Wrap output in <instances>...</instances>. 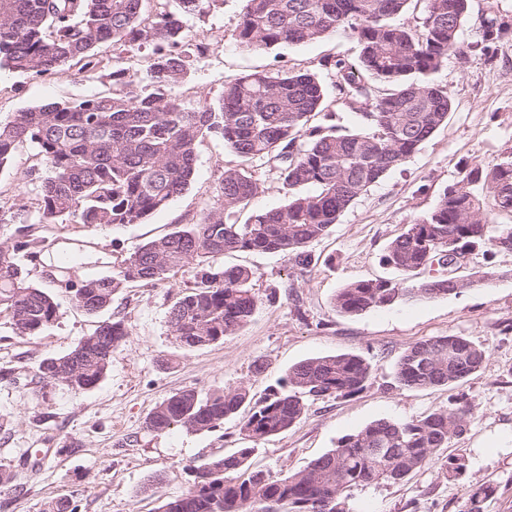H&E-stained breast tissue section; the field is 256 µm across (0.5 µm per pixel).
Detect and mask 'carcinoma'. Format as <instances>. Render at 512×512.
I'll return each mask as SVG.
<instances>
[{"instance_id": "carcinoma-1", "label": "carcinoma", "mask_w": 512, "mask_h": 512, "mask_svg": "<svg viewBox=\"0 0 512 512\" xmlns=\"http://www.w3.org/2000/svg\"><path fill=\"white\" fill-rule=\"evenodd\" d=\"M0 0V68L54 75L97 69L99 47L148 51L142 68L108 74L112 93L78 103L27 107L0 123V167L21 144L36 147L44 170L40 224H141L191 186L197 150L218 138L245 162L261 161L288 187L286 203L255 212L239 224L231 217L258 194L260 183L244 169L218 178L199 219L142 244L118 269L89 277L72 289L74 305L95 315L131 283L156 284L186 266L194 285L170 307L175 339L188 348L219 343L252 318L259 296L255 272L224 265L233 253H279L309 272V247L338 223L363 193L404 164L448 123L452 97L432 75L448 56L464 57L475 46L489 51L512 36V23L486 17L477 40L460 31L469 0H422L413 27L398 20L414 0H242L237 41L246 49L313 43L342 34L361 45L357 62H324L334 72L339 101L359 120L353 131L314 123L327 110V92L308 71L276 70L230 77L215 102L188 106L172 95L194 55L204 46L189 39L180 16H204L218 0ZM512 215V147L489 165L465 169L435 206L405 225L381 261L405 281L375 278L349 283L334 297L336 311L359 315L404 300H431L458 293L495 276L478 271L455 281L448 274L459 257L476 250L511 251L512 225L494 224L487 211ZM42 241L21 226L14 243L0 245V315L18 336H37L58 317V304L34 284L15 255L36 257ZM126 336L121 321H104L70 352L43 359V387L89 390L106 376ZM487 353L466 336L422 339L396 361L398 384L429 389L456 384L482 370ZM371 364L353 353L317 356L288 368L282 384L252 400L240 387L205 396L183 388L147 416V430L176 427L211 432L248 409L241 430L263 439L292 427L307 400L347 397L361 391ZM473 414L460 396L453 407L405 421L375 420L341 437L337 446L305 468L274 479L248 464L254 449L241 448L198 468L187 492L159 512H350V491L399 483L460 437ZM450 478L467 469L462 455L444 457ZM492 484H476L463 512H484Z\"/></svg>"}]
</instances>
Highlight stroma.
<instances>
[{"label":"stroma","instance_id":"1","mask_svg":"<svg viewBox=\"0 0 512 512\" xmlns=\"http://www.w3.org/2000/svg\"><path fill=\"white\" fill-rule=\"evenodd\" d=\"M241 0H218L206 17L186 23L207 51L196 57L172 93L186 104L216 99L227 77L279 68L317 74L326 87L337 126L357 121L337 100L327 60L357 61L358 43L341 35L320 42L248 51L236 34ZM113 48L99 50L101 68L52 76L19 74L0 68V121L46 102H75L111 92ZM453 99L448 124L425 141L400 168L358 198L328 235L313 243L315 265L300 273L281 254L236 253L225 265L255 271L260 297L251 321L211 346L184 348L168 323L174 300L194 282V271L179 270L163 284L137 285L115 295L110 307L90 316L77 310L67 289L46 267L62 250L76 254L75 279L109 275L140 245L195 219L209 203L224 170L243 164L223 141L206 139L198 149L189 190L144 223L126 226L42 224L38 193L43 168L35 147H17L0 168V242L15 229L31 228L43 242L40 257L19 255L31 280L54 294L57 320L38 336L15 335L0 316V466L12 474L0 486V512H42L45 503L70 500L77 512H157L164 500L184 493L193 468L219 455L252 449V469L281 478L306 467L339 439L371 421H404L447 408L457 392L469 394L474 415L447 451L463 454L467 472L451 479L431 461L405 481L352 491V512H462L473 484L492 483L496 492L485 512H512V252L470 254L459 277L494 270L485 285L445 298L410 301L359 315H343L332 298L345 284L401 273L379 259L405 224L429 211L439 194L465 167L488 164L512 146V41L493 56L473 52L449 57L435 73ZM261 185L246 213L284 204L288 190L276 171L260 162L247 164ZM122 321L127 335L113 355L104 380L90 390L39 393L36 370L48 357L65 354L99 322ZM456 334L483 348L488 360L459 390L407 389L394 380L399 354L415 342ZM355 353L372 365V375L356 395L308 401L302 418L284 433L253 439L240 417L226 419L213 432L176 428L150 432L145 419L165 398L185 387L209 393L247 388L263 396L288 368L311 357Z\"/></svg>","mask_w":512,"mask_h":512}]
</instances>
